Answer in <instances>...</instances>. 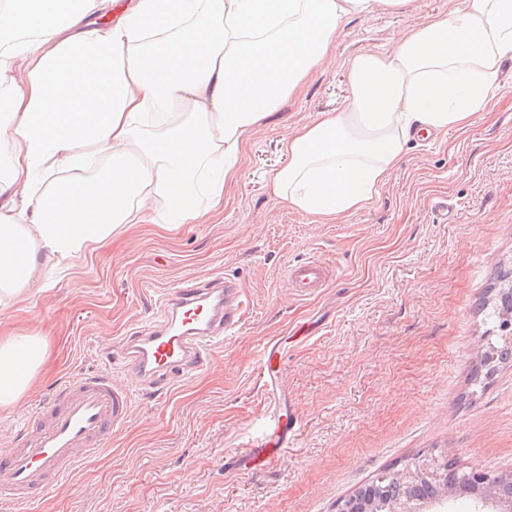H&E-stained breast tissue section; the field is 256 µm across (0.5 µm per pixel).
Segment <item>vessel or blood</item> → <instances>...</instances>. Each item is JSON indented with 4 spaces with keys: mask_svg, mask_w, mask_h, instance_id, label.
Returning <instances> with one entry per match:
<instances>
[{
    "mask_svg": "<svg viewBox=\"0 0 512 512\" xmlns=\"http://www.w3.org/2000/svg\"><path fill=\"white\" fill-rule=\"evenodd\" d=\"M329 267L319 260L286 269L285 284L303 295L319 292ZM243 294L234 279L209 280L167 294L159 316L141 322L117 344L114 360L139 386L170 393L206 370L216 349L240 327ZM259 376L269 409L243 453L233 455L237 470L272 464L299 426L288 407L280 341L266 343ZM130 390L111 372L68 377L53 399L31 411L25 439L0 449V512H26L52 487L70 480L107 451L112 433L128 419Z\"/></svg>",
    "mask_w": 512,
    "mask_h": 512,
    "instance_id": "1",
    "label": "vessel or blood"
}]
</instances>
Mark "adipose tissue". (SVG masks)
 I'll list each match as a JSON object with an SVG mask.
<instances>
[{
	"label": "adipose tissue",
	"mask_w": 512,
	"mask_h": 512,
	"mask_svg": "<svg viewBox=\"0 0 512 512\" xmlns=\"http://www.w3.org/2000/svg\"><path fill=\"white\" fill-rule=\"evenodd\" d=\"M405 2L0 0V326L125 225L205 223L345 23ZM508 58L512 0H448L348 62L349 99L289 133L275 195L317 224L365 207L415 135L482 119ZM47 357L40 333L0 336V412Z\"/></svg>",
	"instance_id": "ef3b65f1"
}]
</instances>
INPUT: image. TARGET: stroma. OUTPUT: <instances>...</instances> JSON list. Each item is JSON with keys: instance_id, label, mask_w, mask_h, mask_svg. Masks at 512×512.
Returning <instances> with one entry per match:
<instances>
[{"instance_id": "1", "label": "stroma", "mask_w": 512, "mask_h": 512, "mask_svg": "<svg viewBox=\"0 0 512 512\" xmlns=\"http://www.w3.org/2000/svg\"><path fill=\"white\" fill-rule=\"evenodd\" d=\"M447 9L448 0H409L396 13L352 18L327 69L250 132L208 223L128 225L55 287L17 303L15 328L41 332L50 358L0 416V448L20 445L23 414L70 375L109 369L125 380L108 351L171 289L228 276L249 300L238 334L205 372L162 396L135 394L110 449L29 512H336L418 457L512 472V366L481 390L472 381L492 336L476 305L512 269V59L483 123L411 142L401 168L356 212L312 223L267 180L285 162L288 132L347 97L348 58L388 51L400 31ZM309 259L336 274L303 297L283 274ZM305 326L310 337L294 340ZM273 338L283 341L300 427L278 463L239 473L227 455L266 414L259 353Z\"/></svg>"}]
</instances>
